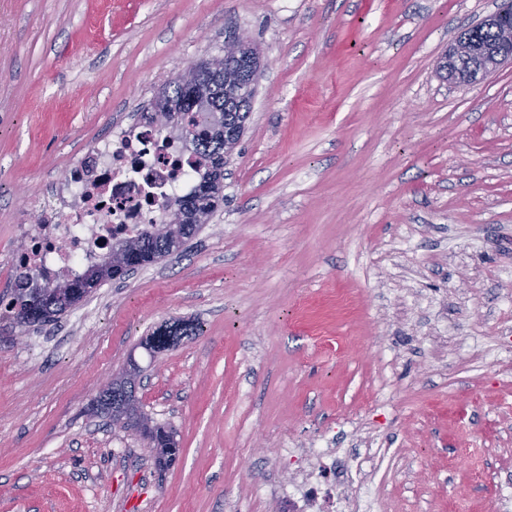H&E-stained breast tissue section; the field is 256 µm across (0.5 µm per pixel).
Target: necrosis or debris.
Masks as SVG:
<instances>
[{"instance_id":"obj_1","label":"necrosis or debris","mask_w":512,"mask_h":512,"mask_svg":"<svg viewBox=\"0 0 512 512\" xmlns=\"http://www.w3.org/2000/svg\"><path fill=\"white\" fill-rule=\"evenodd\" d=\"M198 184L195 157L182 134L149 120L114 126L88 157L46 193L31 195L36 220L17 226V246L0 262L6 282L31 286L76 278L104 263L114 240L168 221L169 202ZM305 467L288 485L287 512H374L371 498L339 490L323 455L303 453Z\"/></svg>"}]
</instances>
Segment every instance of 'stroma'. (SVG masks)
I'll use <instances>...</instances> for the list:
<instances>
[{
	"mask_svg": "<svg viewBox=\"0 0 512 512\" xmlns=\"http://www.w3.org/2000/svg\"><path fill=\"white\" fill-rule=\"evenodd\" d=\"M495 9L0 0L5 248L32 193L229 34L263 65L224 201L185 251L59 321L0 317V512H279L299 466L283 440L371 434L380 512H495L512 483V66L472 85L436 69ZM132 358L141 409L177 432L162 470L95 413Z\"/></svg>",
	"mask_w": 512,
	"mask_h": 512,
	"instance_id": "obj_1",
	"label": "stroma"
}]
</instances>
